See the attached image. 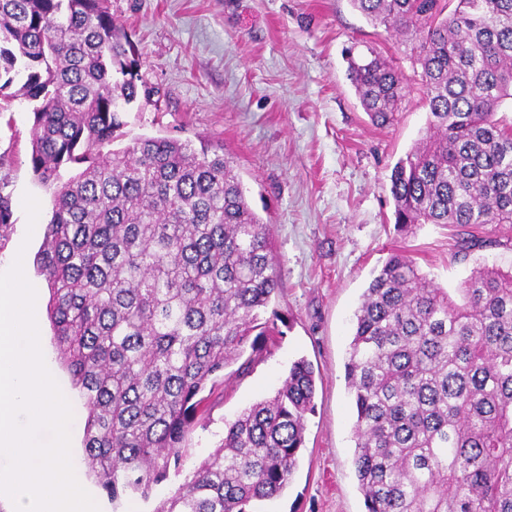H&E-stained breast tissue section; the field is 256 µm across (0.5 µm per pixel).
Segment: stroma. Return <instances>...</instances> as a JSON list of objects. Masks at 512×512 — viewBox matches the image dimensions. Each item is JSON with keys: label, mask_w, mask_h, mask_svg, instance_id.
<instances>
[{"label": "stroma", "mask_w": 512, "mask_h": 512, "mask_svg": "<svg viewBox=\"0 0 512 512\" xmlns=\"http://www.w3.org/2000/svg\"><path fill=\"white\" fill-rule=\"evenodd\" d=\"M139 54V75L155 88L126 115L125 141L168 137L224 144L235 158L254 211L269 224L279 258L281 317L248 370L228 367L206 389L207 412L192 434L185 469L224 436L225 423L280 387L291 363L317 372L306 447L282 496L258 512H364L353 458L355 421L345 379L354 312L391 250L411 255L435 285L455 291L473 268L512 269V249L457 256L454 224L394 227L390 172L422 136L427 111L407 95L392 122L374 125L346 77L345 48L368 44L398 58L403 48L349 0H108ZM31 107L0 98V193L13 217L0 228V271L16 253L38 290V317L54 346L50 293L36 256L52 191L32 172ZM41 204L28 227L24 193Z\"/></svg>", "instance_id": "stroma-1"}]
</instances>
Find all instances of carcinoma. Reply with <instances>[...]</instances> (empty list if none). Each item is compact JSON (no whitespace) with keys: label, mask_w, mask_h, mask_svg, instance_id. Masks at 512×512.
<instances>
[{"label":"carcinoma","mask_w":512,"mask_h":512,"mask_svg":"<svg viewBox=\"0 0 512 512\" xmlns=\"http://www.w3.org/2000/svg\"><path fill=\"white\" fill-rule=\"evenodd\" d=\"M405 46L413 76L366 46L348 79L373 124L414 89L424 137L392 168L397 232L512 224V0H350ZM139 60L108 0H0V94L33 114L31 169L54 187L39 272L59 359L85 414L87 475L115 506L184 467L202 393L273 333L278 256L231 153L166 137L117 149ZM77 167L62 179L61 170ZM365 512H512V270L451 295L392 251L362 294L345 364ZM299 359L273 395L153 512H253L280 496L314 412Z\"/></svg>","instance_id":"carcinoma-1"}]
</instances>
